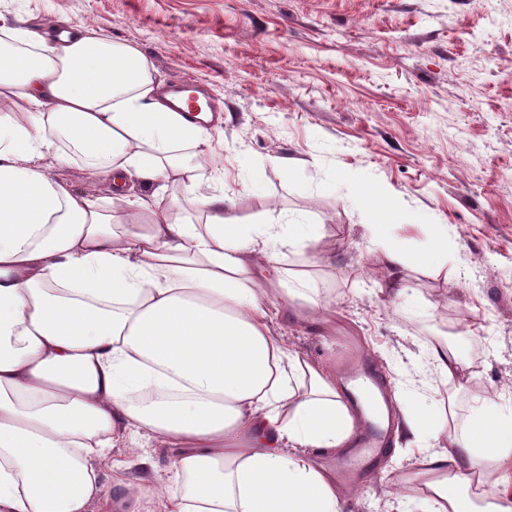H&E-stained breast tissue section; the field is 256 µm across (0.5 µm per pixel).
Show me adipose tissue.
Here are the masks:
<instances>
[{
  "instance_id": "adipose-tissue-1",
  "label": "adipose tissue",
  "mask_w": 512,
  "mask_h": 512,
  "mask_svg": "<svg viewBox=\"0 0 512 512\" xmlns=\"http://www.w3.org/2000/svg\"><path fill=\"white\" fill-rule=\"evenodd\" d=\"M174 103L138 50L90 25L58 38L0 25V512L106 499L114 512H347L358 494L315 463L352 446L357 407L335 366L290 346L269 316L273 304L322 311L311 282L333 275L330 227L244 222L203 189L212 136ZM66 144L106 176V196L43 166L49 154L67 163ZM187 208L196 221L175 218ZM367 217L386 297L408 303L414 272L459 282L447 238L413 253L375 209ZM425 356L432 375L464 378L447 337ZM379 409L395 447L421 459L401 484L428 512H512L511 406L482 398L463 426L395 395ZM430 429L445 449L423 445ZM145 436L173 451L169 483L118 475L111 498L96 461L121 438L151 469Z\"/></svg>"
}]
</instances>
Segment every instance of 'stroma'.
<instances>
[{
  "label": "stroma",
  "instance_id": "35a3bbf8",
  "mask_svg": "<svg viewBox=\"0 0 512 512\" xmlns=\"http://www.w3.org/2000/svg\"><path fill=\"white\" fill-rule=\"evenodd\" d=\"M30 29L93 26L135 47L162 82H195L224 117L212 133L224 190L246 221L305 215L336 233V279L318 324L282 322L289 344L332 357L342 375L370 360L427 416L458 393L512 402V0H0ZM297 159L287 170L271 155ZM356 184H349L348 176ZM392 188L415 249L445 229L462 287L419 276L397 307L379 292L380 252L366 233L367 191ZM489 326L475 376L423 375L435 333L457 349ZM417 459L362 474L350 512H400L393 495Z\"/></svg>",
  "mask_w": 512,
  "mask_h": 512
}]
</instances>
